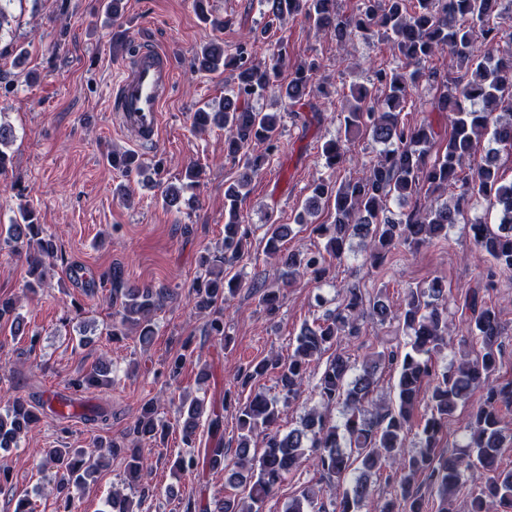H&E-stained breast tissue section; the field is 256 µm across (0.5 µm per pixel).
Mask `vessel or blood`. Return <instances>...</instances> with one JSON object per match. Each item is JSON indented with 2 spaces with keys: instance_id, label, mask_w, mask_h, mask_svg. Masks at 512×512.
I'll list each match as a JSON object with an SVG mask.
<instances>
[{
  "instance_id": "vessel-or-blood-1",
  "label": "vessel or blood",
  "mask_w": 512,
  "mask_h": 512,
  "mask_svg": "<svg viewBox=\"0 0 512 512\" xmlns=\"http://www.w3.org/2000/svg\"><path fill=\"white\" fill-rule=\"evenodd\" d=\"M175 82L168 55L152 46H139L122 66L112 88L119 127L142 145L156 143L162 110Z\"/></svg>"
}]
</instances>
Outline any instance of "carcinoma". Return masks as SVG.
Segmentation results:
<instances>
[{"mask_svg": "<svg viewBox=\"0 0 512 512\" xmlns=\"http://www.w3.org/2000/svg\"><path fill=\"white\" fill-rule=\"evenodd\" d=\"M268 14L280 21L304 16L322 34L340 47L353 38L380 37L397 50L400 65L373 69L369 85H353L344 112L339 117L336 137L323 143L324 165L336 171L344 161L345 143L357 135H367L383 145L376 162L362 175L341 181L321 179L311 190L295 223H308V217L333 202L332 224H319L315 231L326 239L321 249L288 251L284 240L292 234L290 224H268L264 232V253L274 261L283 284L311 276L318 282L329 279L330 267L344 259L350 239L368 240L365 259L382 266L402 248L416 251L448 236V227L461 223L468 208L486 205L496 214L497 223H469L481 259L490 263L487 275L512 270V182H502L495 163L497 151L512 153V33L506 35L493 16L510 8L512 0H355L348 14L338 11L337 0H264ZM448 52L464 74L446 77L444 90L431 100V111L450 114L451 132L445 134L431 121L409 124L402 112L411 92L422 83L436 82L428 71L437 54ZM281 53L272 54L270 63L260 66L251 59L247 44L232 53L215 40L202 48L193 61L199 71L234 72V86L215 111L204 107L194 114L193 130H224V146L229 156L243 161L239 178L224 189V240L205 250L201 265L206 275L188 289V299L197 313H207V335L227 347L232 337L224 325V309L242 289L259 296L268 315L279 309V289L263 283L247 285L226 272L245 254L250 229L242 223L238 203L248 194L252 178L278 150L281 115L264 112L251 101L273 87ZM319 65L311 61L295 68L280 96L289 107L307 105L311 115L295 111L304 123L320 120L317 104L308 97L322 92L317 82ZM497 150L486 154L484 163L466 171L465 159L484 144ZM112 166L125 175L139 174L140 161L127 154L112 155ZM454 190L452 198L445 194ZM392 200L413 201L407 211L387 215ZM25 252L29 291L41 287L46 276L65 263L54 236L38 223L34 211L18 208L6 235L0 236V249ZM111 289L108 303L113 308L110 335H138L148 345L155 335V317L178 296L170 288L127 285L117 269L107 275ZM380 324L398 321L408 341L384 347L356 365L338 354L329 359L314 392L318 406L309 409L300 426L283 433L280 422L287 409L300 399L311 364L331 347L365 335L366 319ZM10 323L16 336L26 334L25 324L16 313V301L0 297V324ZM464 333L465 350L450 365L439 368L434 356L448 347L454 330ZM505 327L496 307L487 304L478 288L464 294L458 326L448 322V290L444 280L434 277L427 285L410 287L395 308L380 294L369 296L354 285L342 287V299L334 310L304 324L290 346L288 357H266L244 367L236 378V388L207 402L180 398L184 444L191 452L173 463L177 471L206 469L224 475L231 484L249 486L248 500L224 497L202 504L192 500L185 512H263L266 500L287 475L306 459L333 485L350 480L341 493H333L332 509L319 501L320 492L303 489L288 501L284 512H428L429 502L419 493L427 482L438 498L436 512H450L454 497L466 483L468 512H512V468L501 466L503 450L512 446V434H505L502 423L512 415V380L495 378ZM190 341L168 362L165 374L178 379ZM398 370L396 400L389 404L373 399L380 366ZM274 375L279 396L257 391L241 398L244 389L256 380ZM112 385V369L100 362L79 373L69 389L79 404L80 418L106 427L112 409L88 405L82 396L93 389ZM480 400L471 406L466 419L465 443L453 451L443 449V431L457 409L468 404L475 391ZM343 409L344 420L337 425L333 409ZM423 413H418V408ZM232 410L240 430L235 451L224 443V412ZM208 414L204 446H196L200 418ZM38 420L35 407L16 397L0 411V449L17 445L20 436ZM418 442H408L411 432ZM165 432L157 418L154 402H146L126 434L127 441H109L93 449L50 448L41 466L53 472L50 488L59 503V512H72L74 493L94 480L105 456L124 455L138 503L148 498L150 488L143 484L150 449L146 448ZM263 436L259 459L250 457L251 440ZM391 469L385 480L393 485L388 498L374 499L372 478ZM109 512H135L133 500L114 490L108 501Z\"/></svg>", "mask_w": 512, "mask_h": 512, "instance_id": "cac0c4a2", "label": "carcinoma"}]
</instances>
